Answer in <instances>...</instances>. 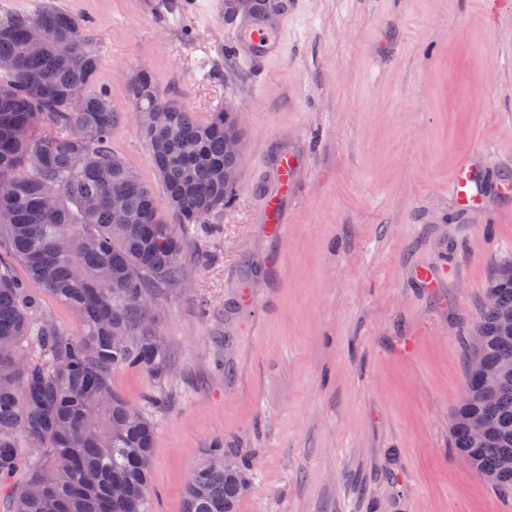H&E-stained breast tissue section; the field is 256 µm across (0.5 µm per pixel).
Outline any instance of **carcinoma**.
Listing matches in <instances>:
<instances>
[{
    "label": "carcinoma",
    "instance_id": "cac0c4a2",
    "mask_svg": "<svg viewBox=\"0 0 512 512\" xmlns=\"http://www.w3.org/2000/svg\"><path fill=\"white\" fill-rule=\"evenodd\" d=\"M40 29L45 50L20 54ZM101 63L78 20L44 8L0 13V238L30 281L69 306L82 333L39 316L38 298L0 274V488L11 512H146L154 423L112 388V370L156 381L170 371L159 319L148 309L183 280L184 240L139 175L112 152L120 113L106 91L89 93ZM168 209L180 224H211L235 200L240 135L220 109L204 122L160 95L149 71L129 84ZM120 196L124 209H112ZM477 361L466 375L452 427L454 448L502 497L512 496V259L486 287L476 321ZM482 419L488 434L472 437ZM247 461L224 442L191 471L182 512H236Z\"/></svg>",
    "mask_w": 512,
    "mask_h": 512
}]
</instances>
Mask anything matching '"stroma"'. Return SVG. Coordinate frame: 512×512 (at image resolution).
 <instances>
[{
    "mask_svg": "<svg viewBox=\"0 0 512 512\" xmlns=\"http://www.w3.org/2000/svg\"><path fill=\"white\" fill-rule=\"evenodd\" d=\"M143 2L0 12L54 7L84 26L123 114L112 147L156 198L127 75L150 70L202 116L228 100L242 111L236 200L184 231V284L157 300L170 373L112 374L156 427L147 512H182L216 438L250 464L238 512H501L450 420L487 283L512 258V14L488 0H293L283 54L248 69L221 51L241 18L212 0ZM285 151L300 169L279 240L262 202ZM467 154L488 193L463 212L450 183Z\"/></svg>",
    "mask_w": 512,
    "mask_h": 512,
    "instance_id": "obj_1",
    "label": "stroma"
}]
</instances>
